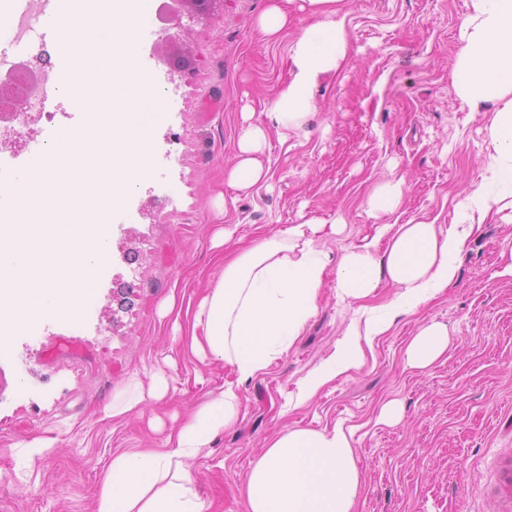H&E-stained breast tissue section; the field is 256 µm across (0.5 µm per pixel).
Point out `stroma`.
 <instances>
[{
    "mask_svg": "<svg viewBox=\"0 0 512 512\" xmlns=\"http://www.w3.org/2000/svg\"><path fill=\"white\" fill-rule=\"evenodd\" d=\"M267 0H224V14L192 24L195 68L158 85L152 141L164 145L131 198L135 222L109 227L113 285L99 289L83 331L51 318L15 335L0 358V512H94L114 453L160 448L184 417L235 375L186 347L196 304L221 255L293 224L339 225L316 248L339 258L378 224H467L462 202L489 176L494 105L471 111L451 80L470 0H343L352 56L320 76L317 109L296 129L270 132L266 177L234 191L227 179L248 122L266 113L291 77L288 50L311 17L290 0L275 41L255 26ZM404 180L392 211L369 206L374 189ZM512 223L489 215L458 261V281L385 335L365 336V310L395 294L342 298L334 276L288 352L240 387L237 425L204 449L193 477L208 512H246L241 489L253 462L291 428L352 432L360 471L357 512H512V277L500 255ZM449 332L448 350L424 370L405 351L422 324ZM357 332L358 367L302 400L299 383ZM31 385L20 395L17 382ZM164 384L122 415L107 413L133 382ZM392 402L399 419L377 417ZM51 446L29 468L16 453Z\"/></svg>",
    "mask_w": 512,
    "mask_h": 512,
    "instance_id": "35a3bbf8",
    "label": "stroma"
}]
</instances>
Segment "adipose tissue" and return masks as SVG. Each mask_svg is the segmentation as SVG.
Listing matches in <instances>:
<instances>
[{
    "instance_id": "ef3b65f1",
    "label": "adipose tissue",
    "mask_w": 512,
    "mask_h": 512,
    "mask_svg": "<svg viewBox=\"0 0 512 512\" xmlns=\"http://www.w3.org/2000/svg\"><path fill=\"white\" fill-rule=\"evenodd\" d=\"M338 0H306L313 23L290 49L291 78L267 112L268 125L248 124L238 142L230 186L247 190L265 175L260 155L267 129H295L316 110L313 87L351 55ZM458 32L460 48L452 82L471 109L496 105L489 131L494 153L490 177L478 192L481 215L512 223V0H471ZM318 224H294L260 236L224 259L223 268L197 305L187 345L235 374L194 409L164 447L114 454L95 495L94 512H208L194 479L201 451L238 420L239 383L281 358L318 308L327 274L348 298L369 297L380 281L398 293L370 308L366 333H386L397 318L414 315L454 286L470 224H383L339 259L315 247ZM448 349V329L421 327L405 353L407 367L423 370ZM359 361L353 335L299 386L316 392ZM360 473L343 426L284 430L253 463L242 489L247 512H354Z\"/></svg>"
}]
</instances>
